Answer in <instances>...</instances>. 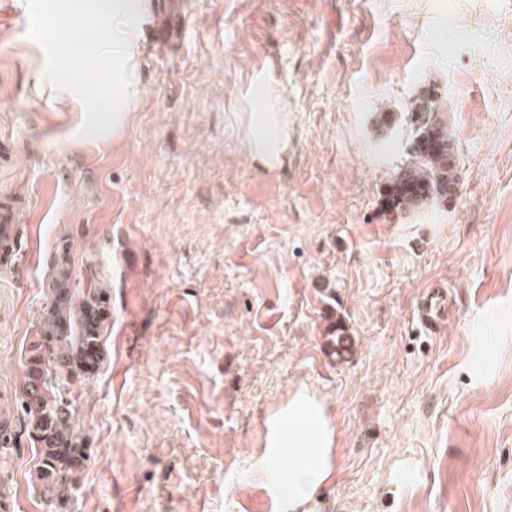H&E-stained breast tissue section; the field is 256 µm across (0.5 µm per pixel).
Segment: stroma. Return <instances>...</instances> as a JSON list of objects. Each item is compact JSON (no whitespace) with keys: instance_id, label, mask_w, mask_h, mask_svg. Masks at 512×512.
<instances>
[{"instance_id":"obj_1","label":"stroma","mask_w":512,"mask_h":512,"mask_svg":"<svg viewBox=\"0 0 512 512\" xmlns=\"http://www.w3.org/2000/svg\"><path fill=\"white\" fill-rule=\"evenodd\" d=\"M133 94L98 136L0 0V193L26 199L0 268V499L57 512L20 413L57 246L109 283L103 362L72 381L91 452L66 512H273L248 467L303 382L334 410L316 512H512V0H140ZM273 77L288 148L248 147ZM445 103L448 203L380 212L405 130ZM445 317L423 329L430 289ZM355 340L343 362L325 334ZM326 337H329L327 344L330 347V352L336 355L337 359H343L344 354L349 352L350 333L345 324L336 319L328 325Z\"/></svg>"}]
</instances>
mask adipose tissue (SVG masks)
I'll return each mask as SVG.
<instances>
[{"label": "adipose tissue", "instance_id": "1", "mask_svg": "<svg viewBox=\"0 0 512 512\" xmlns=\"http://www.w3.org/2000/svg\"><path fill=\"white\" fill-rule=\"evenodd\" d=\"M336 466V430L328 404L306 384H294L287 400L266 419L251 474L275 512H314Z\"/></svg>", "mask_w": 512, "mask_h": 512}]
</instances>
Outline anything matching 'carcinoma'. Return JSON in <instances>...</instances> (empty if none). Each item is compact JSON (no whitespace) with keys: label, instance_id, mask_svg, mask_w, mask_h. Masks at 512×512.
<instances>
[{"label":"carcinoma","instance_id":"obj_1","mask_svg":"<svg viewBox=\"0 0 512 512\" xmlns=\"http://www.w3.org/2000/svg\"><path fill=\"white\" fill-rule=\"evenodd\" d=\"M407 128L406 160L387 179L382 213H408L429 203L448 202L458 185L452 133L440 101L428 94L395 117L376 115L380 131ZM68 242L58 246L59 259L52 276V300L42 313L39 331L30 343L26 383L21 395V415L29 435L38 445L39 479L44 490L62 498L90 458L89 448L76 429L75 410L60 393L57 382L84 380L101 366V337L109 320V290L100 279L80 296L71 291ZM331 353L344 358L350 333L341 319L328 325Z\"/></svg>","mask_w":512,"mask_h":512}]
</instances>
